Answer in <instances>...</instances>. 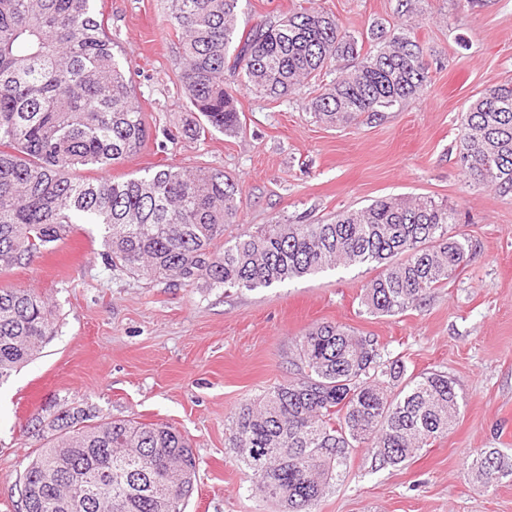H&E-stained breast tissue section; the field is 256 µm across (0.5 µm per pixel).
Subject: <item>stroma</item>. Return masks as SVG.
<instances>
[{
  "instance_id": "stroma-1",
  "label": "stroma",
  "mask_w": 512,
  "mask_h": 512,
  "mask_svg": "<svg viewBox=\"0 0 512 512\" xmlns=\"http://www.w3.org/2000/svg\"><path fill=\"white\" fill-rule=\"evenodd\" d=\"M360 40L375 22L409 24L431 82L384 119L331 127L305 108L302 87L281 100L235 88L237 133L166 142L191 122L179 81L165 0H95L119 57L131 61L136 100L151 137L112 167L127 179L163 164L224 170L243 206L225 236L282 218L315 222L384 196H427L458 213L471 243L465 264L420 305L394 316L360 304L373 271L335 269L255 290L172 288L112 272L98 226L79 225L33 263L0 272V287L48 298L56 334L0 385V512H18L22 476L36 449L25 429L53 400L97 417L163 423L189 439L199 461L186 512H278L252 490L225 446L238 409L298 377L296 339L339 323L374 337L408 372L441 371L463 400L448 435L398 466L377 467L355 449L316 512H512V480L488 488L463 463L485 448L512 453V201L467 183L457 165L460 115L487 87L512 80V0H318Z\"/></svg>"
}]
</instances>
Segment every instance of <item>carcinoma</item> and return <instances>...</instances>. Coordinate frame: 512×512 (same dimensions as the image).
<instances>
[{"mask_svg": "<svg viewBox=\"0 0 512 512\" xmlns=\"http://www.w3.org/2000/svg\"><path fill=\"white\" fill-rule=\"evenodd\" d=\"M165 28L179 41L181 82L201 122L175 141L242 128L224 70L242 89L282 98L317 82L307 109L321 122L359 125L418 97L430 83L408 25L377 26L367 52L331 13L306 0L287 15L240 28L242 0H169ZM149 138L130 64L113 53L94 0H0V271L28 266L79 224L101 226L105 265L170 287L268 288L336 267L372 266L362 304L393 316L418 305L466 261L458 214L430 198L388 196L327 223L274 220L224 238L237 222L239 184L217 168L174 165L122 181L108 171ZM457 162L465 178L512 199V81L461 113ZM55 335L54 313L32 289H0V384ZM301 376L234 415L227 447L283 512H314L352 449L402 464L448 434L461 403L441 373L408 375L381 361L376 341L322 323L296 342ZM41 452L25 469L26 512H185L199 463L164 424L90 422L65 402L32 416ZM487 487L512 479V454L485 448L465 462Z\"/></svg>", "mask_w": 512, "mask_h": 512, "instance_id": "cac0c4a2", "label": "carcinoma"}]
</instances>
